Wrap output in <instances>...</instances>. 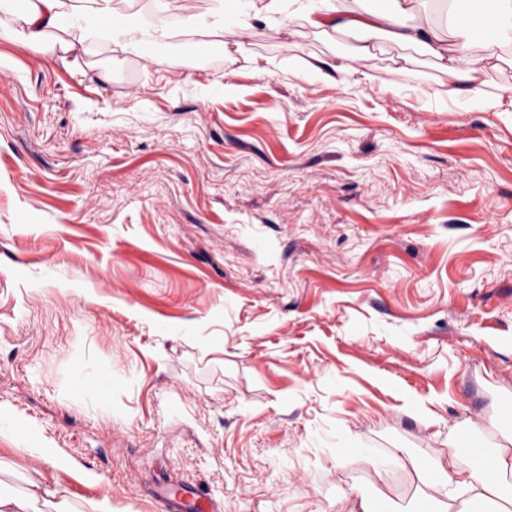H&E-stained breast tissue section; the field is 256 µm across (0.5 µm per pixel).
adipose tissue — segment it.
Wrapping results in <instances>:
<instances>
[{"instance_id":"1","label":"adipose tissue","mask_w":512,"mask_h":512,"mask_svg":"<svg viewBox=\"0 0 512 512\" xmlns=\"http://www.w3.org/2000/svg\"><path fill=\"white\" fill-rule=\"evenodd\" d=\"M480 27L472 29L454 24L443 30L439 20L457 15L459 0H384L381 8L357 12L346 8L342 0L321 13L308 11L302 0L296 8H288L285 0H257L247 8H239L230 0L228 14L234 20L240 36H247L254 23L284 24L289 12L305 15L307 21L322 33L347 32L358 35L353 57L363 60L371 56L374 41L390 40L431 58L448 76V95L456 100L481 99L484 109L493 112L512 110V90L493 98H483L484 76L491 61L512 65V33L505 24L512 20V0H483ZM113 12L112 0H32L19 14V32L25 42L34 47L45 44L51 30L61 27L67 19L82 23L78 45H85L101 18ZM167 22L158 18L144 25L136 15L125 17L119 28L113 29L112 40L123 50L143 53L146 46L165 37ZM482 36L488 54L471 51L475 36ZM449 465L422 460L417 464L427 499L443 505V512H474L476 504L499 498L498 512H512V495L503 488L512 481V431H506L503 441L494 451H486L476 443L466 456L450 452Z\"/></svg>"}]
</instances>
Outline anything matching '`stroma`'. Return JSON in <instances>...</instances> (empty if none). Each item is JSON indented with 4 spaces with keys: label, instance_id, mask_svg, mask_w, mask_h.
Here are the masks:
<instances>
[{
    "label": "stroma",
    "instance_id": "stroma-1",
    "mask_svg": "<svg viewBox=\"0 0 512 512\" xmlns=\"http://www.w3.org/2000/svg\"><path fill=\"white\" fill-rule=\"evenodd\" d=\"M164 2L195 55L0 38V492L430 512L415 462L512 406V112L390 42L333 82L293 63L353 35L240 50L217 0Z\"/></svg>",
    "mask_w": 512,
    "mask_h": 512
}]
</instances>
